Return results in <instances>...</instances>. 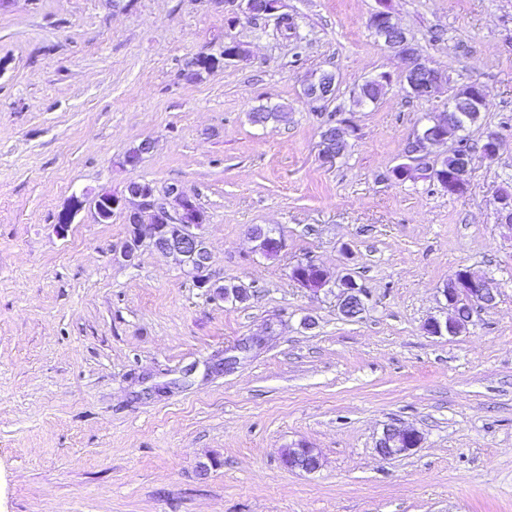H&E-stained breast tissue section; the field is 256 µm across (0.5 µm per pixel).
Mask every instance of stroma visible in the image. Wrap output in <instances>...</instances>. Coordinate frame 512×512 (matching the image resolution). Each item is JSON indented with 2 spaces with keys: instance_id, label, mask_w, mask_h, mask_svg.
I'll return each instance as SVG.
<instances>
[{
  "instance_id": "1",
  "label": "stroma",
  "mask_w": 512,
  "mask_h": 512,
  "mask_svg": "<svg viewBox=\"0 0 512 512\" xmlns=\"http://www.w3.org/2000/svg\"><path fill=\"white\" fill-rule=\"evenodd\" d=\"M284 3L291 31L239 0H0V512H512V232L492 204L512 183V0ZM384 6L447 74L442 93L408 94L367 26ZM230 38L247 60H223ZM198 56L215 66L186 80ZM322 69L337 80L326 106L303 95ZM381 73V99L353 109ZM462 83L491 104L466 132L465 190L394 180ZM277 105L287 122H251ZM331 114L356 132L329 167ZM134 178L195 195L212 273L247 301L214 298L146 246L124 261L121 215L85 208L56 234L73 196ZM258 225L283 238L279 256ZM307 257L365 289L358 319L290 279ZM461 267L491 279L496 305L428 335ZM247 336L262 349L215 371ZM392 423L421 446L381 457ZM301 443L317 472L284 467Z\"/></svg>"
}]
</instances>
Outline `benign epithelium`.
<instances>
[{"label": "benign epithelium", "instance_id": "obj_1", "mask_svg": "<svg viewBox=\"0 0 512 512\" xmlns=\"http://www.w3.org/2000/svg\"><path fill=\"white\" fill-rule=\"evenodd\" d=\"M244 13L251 17L271 16L283 7V0H240ZM384 41L385 47L400 57L405 64L403 79L407 92L416 98H429L444 90L448 76L432 67L423 59L406 32L393 22L391 12L379 10L368 21ZM248 51L243 44L234 39L224 42V61H243ZM305 95L309 98L328 103L336 94V76L321 70L306 79ZM484 89L477 84L459 85L446 111L435 115L414 135L419 149L415 154H406L407 161L396 165L391 175L398 181L413 176L416 164L427 162L429 148L448 142V126L455 125L463 112H479L486 103ZM355 133V124L346 119L338 126L325 127L320 135L319 159L324 165L332 166L345 150V139ZM455 146L451 152L453 166L448 173L439 176V183L448 196L464 191L471 169V154L463 151L462 142L454 138ZM153 148L152 141L145 139L133 150L125 165L135 169L141 163L143 155ZM95 220L107 224L112 220L114 211H120L125 223L130 227L129 238L121 247V256L131 261L144 240L158 254L172 259L183 272L192 278L199 288H209L217 297H224L222 286L214 280L211 272V255L204 234L206 217L197 206L194 197L179 185H170L158 190L149 181L132 179L123 191L115 194L108 189L100 191L92 200ZM492 204L498 214L501 225L512 230V192L498 190L494 192ZM84 200L73 197L66 210L60 214L56 232L63 235L73 223L75 215L83 208ZM260 241L261 251L270 257L280 254L283 241L271 231L257 227L253 230ZM290 279L300 288L317 294L328 285V277L323 267L312 259L299 261L291 267ZM337 307L343 316L358 315L365 309L367 293L357 284L343 279L339 285ZM448 301L450 314L445 319L430 318L424 329L431 336H455L467 329L473 310L488 309L494 306L497 292L491 288L487 277L474 273L468 268L457 269L448 277V287L443 289ZM259 338H243L234 346L224 350V370H231L238 362L237 352H246L261 347ZM421 434L401 425H388L376 443L379 454L387 458L405 455L420 446ZM281 455L285 467L290 470L314 472L320 467V456L316 449L308 444L298 448H284Z\"/></svg>", "mask_w": 512, "mask_h": 512}]
</instances>
